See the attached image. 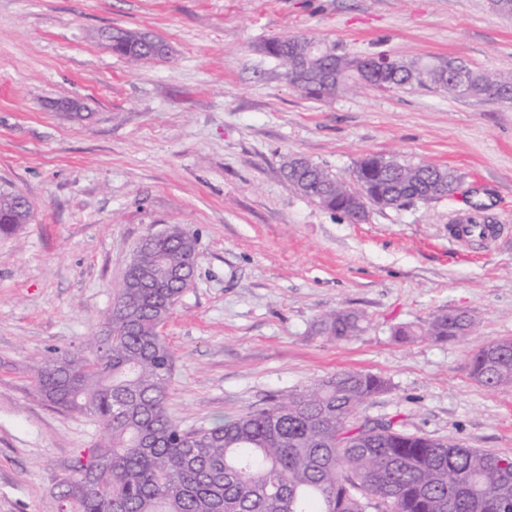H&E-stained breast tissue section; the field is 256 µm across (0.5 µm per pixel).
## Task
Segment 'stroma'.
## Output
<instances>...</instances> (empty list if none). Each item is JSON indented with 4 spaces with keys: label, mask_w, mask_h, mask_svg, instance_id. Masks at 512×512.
Masks as SVG:
<instances>
[{
    "label": "stroma",
    "mask_w": 512,
    "mask_h": 512,
    "mask_svg": "<svg viewBox=\"0 0 512 512\" xmlns=\"http://www.w3.org/2000/svg\"><path fill=\"white\" fill-rule=\"evenodd\" d=\"M117 28L168 55L128 64ZM291 34L512 72V17L489 0H0V188L31 207L0 235V512H75L73 465L102 431L41 397L35 371L98 333L139 240L175 224L197 239L195 277L161 330L181 428L357 370L388 383L357 421L512 455V385L468 370L512 337V232L486 252L448 244L476 205L512 229V103L428 88L314 99L262 52ZM293 154L344 178L375 154L460 183L353 224L284 177ZM343 308L364 315L359 335H315ZM453 311L471 318L464 337L397 336Z\"/></svg>",
    "instance_id": "stroma-1"
}]
</instances>
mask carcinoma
<instances>
[{"mask_svg": "<svg viewBox=\"0 0 512 512\" xmlns=\"http://www.w3.org/2000/svg\"><path fill=\"white\" fill-rule=\"evenodd\" d=\"M111 39L112 50L133 63L167 54L146 33L115 30ZM313 42L290 35L263 52L317 98L340 89L419 86L503 102V89L512 88V73L475 71L454 58L421 63L383 56L378 69L363 73L358 57L339 55L326 42L313 51ZM283 173L303 196L356 223L370 205L398 208L411 198L449 196L456 180L432 164L379 155L356 162L350 177L357 191L299 155L286 158ZM30 216L18 192L0 191V233ZM196 246L181 226L146 241L129 278L157 287L130 288L122 280L100 332L37 370V390L48 402L91 415L105 432L89 459L74 466L77 512H512V456L406 433L391 420L353 421L358 408L387 389L384 379L361 371L338 373L187 440L166 409L174 356L159 328L191 283ZM362 322L357 311H333L319 320L317 333L348 338L362 331ZM470 325L464 313L436 315L420 335L448 339ZM469 374L486 388L512 385V338L475 352Z\"/></svg>", "mask_w": 512, "mask_h": 512, "instance_id": "carcinoma-1", "label": "carcinoma"}]
</instances>
